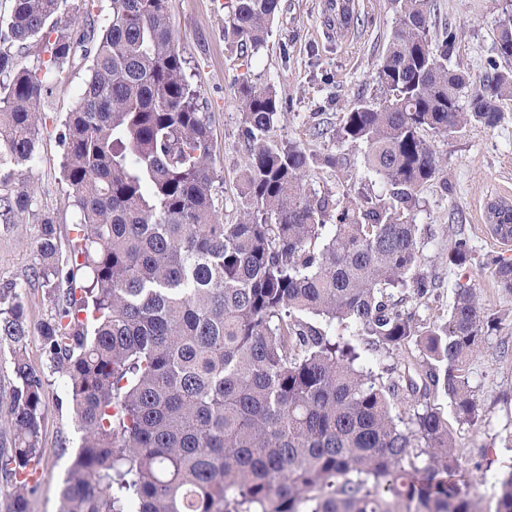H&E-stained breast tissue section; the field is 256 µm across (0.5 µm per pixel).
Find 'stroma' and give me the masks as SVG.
Segmentation results:
<instances>
[{
    "instance_id": "1",
    "label": "stroma",
    "mask_w": 512,
    "mask_h": 512,
    "mask_svg": "<svg viewBox=\"0 0 512 512\" xmlns=\"http://www.w3.org/2000/svg\"><path fill=\"white\" fill-rule=\"evenodd\" d=\"M226 2L169 0L175 34L187 60L186 74L200 89L210 116L218 173L212 192L224 222L233 224L241 217L242 173L249 146L242 134L238 89L245 83L272 86L282 100L284 109L273 139L301 142L319 159L336 153L345 157L341 171L320 163L314 167L309 180L312 191L354 198L380 194L382 185L367 169L362 147L338 142L336 128L350 105L373 95V78L398 23L391 0H359L354 29L341 44L327 0H281L266 44L247 55L224 39ZM503 19L501 0H441L437 23L453 26L459 36L452 65L481 75L497 58L495 35ZM84 75L79 67L68 80L57 83L46 109V125L37 143L39 162L30 175L32 214L9 224L0 222V289L20 293L31 329L26 355L40 369L45 368L46 357L36 327L51 316L52 309L34 275L39 226L33 216H52L59 251L68 255L78 216L66 194L58 132L77 102ZM501 109L504 118L493 128L469 127L451 139L435 138L448 185L428 183L414 213L420 268L435 288L425 299L404 294L400 304L425 327L447 319L458 285L467 284L478 295L485 316L496 321L471 363V385L480 401L477 415L471 421L448 419L472 512H493L497 481L512 468V291L492 277L489 263L502 250L477 223L487 195L512 192V100L503 101ZM460 237L469 243L471 260L454 266L448 262V251ZM335 333L356 347L364 369L384 378L401 375L421 351L413 342L377 351L352 329L339 325ZM49 381L41 440L50 455L36 474L38 489L28 512H57L60 488L82 443L68 389L58 376H50Z\"/></svg>"
}]
</instances>
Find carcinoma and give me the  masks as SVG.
<instances>
[{"instance_id":"1","label":"carcinoma","mask_w":512,"mask_h":512,"mask_svg":"<svg viewBox=\"0 0 512 512\" xmlns=\"http://www.w3.org/2000/svg\"><path fill=\"white\" fill-rule=\"evenodd\" d=\"M400 14L373 78L336 128L361 144L384 193L361 202L308 189L317 159L272 139L275 89L239 91L250 147L242 217L219 218L214 144L169 0H112L103 24L76 22L91 0H11L0 20V220L31 211L24 181L52 84L82 64L77 103L60 130L63 173L79 214L70 267L55 227L40 220L35 276L54 310L40 323L50 372L71 395L83 432L59 512H471L456 479L448 420L475 418L470 362L483 346L479 298L456 289L450 315L420 331L393 290L424 298L414 210L446 181L431 139L494 127L512 99V18L500 25L492 72L448 68L457 30L433 31L438 0H393ZM224 39L259 48L281 0H228ZM34 56L33 64L25 63ZM495 233L512 204H487ZM471 259L455 240L448 262ZM512 289V260L492 259ZM68 288L60 287L61 281ZM355 327L377 347L416 341L425 360L396 380L356 365L346 342L303 319ZM30 329L16 292H0V346L15 384L0 448L6 512H28L48 449L40 439L49 379L30 365ZM416 402L404 418L392 400ZM494 512H512V471Z\"/></svg>"}]
</instances>
